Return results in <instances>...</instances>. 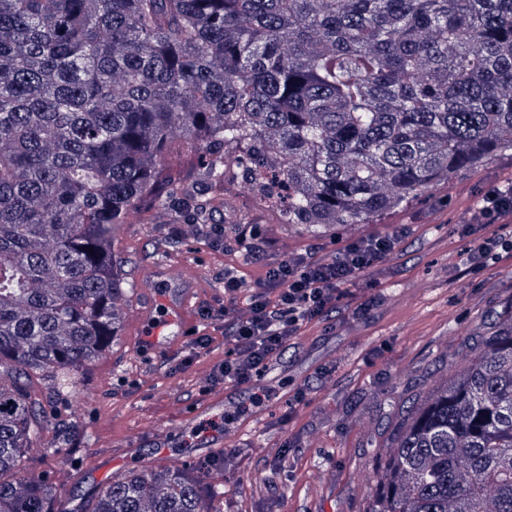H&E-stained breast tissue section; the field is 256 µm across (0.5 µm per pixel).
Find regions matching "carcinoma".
Here are the masks:
<instances>
[{
	"label": "carcinoma",
	"instance_id": "1",
	"mask_svg": "<svg viewBox=\"0 0 512 512\" xmlns=\"http://www.w3.org/2000/svg\"><path fill=\"white\" fill-rule=\"evenodd\" d=\"M512 151V0H0V512H213L150 466L72 508L23 462L122 330L137 205L372 224ZM196 156L181 179L159 162ZM366 512H512V316L408 410Z\"/></svg>",
	"mask_w": 512,
	"mask_h": 512
}]
</instances>
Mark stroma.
<instances>
[{
	"instance_id": "stroma-1",
	"label": "stroma",
	"mask_w": 512,
	"mask_h": 512,
	"mask_svg": "<svg viewBox=\"0 0 512 512\" xmlns=\"http://www.w3.org/2000/svg\"><path fill=\"white\" fill-rule=\"evenodd\" d=\"M501 179H512L507 155L376 223L339 224L317 235L282 223L239 188L227 191L225 206L190 237L173 224L124 225L116 252L132 291L121 303L120 339L79 376L77 422L69 420L72 394L50 382L42 387L50 424L26 468L42 472L69 499L91 495L109 477L144 463L196 473L204 486H220L215 512H364L404 410L464 367L496 321L512 313V235H504L499 258L474 271L468 258L477 238L455 231L480 190ZM214 224L223 225V236L212 234ZM401 225L407 233L386 256L371 291L376 306L359 317L344 299L334 319L303 329L278 371L262 377L269 395L243 423L232 420L236 406L207 412V396L181 392L184 377L205 381L211 363L231 352L222 339L186 374L143 372L146 343L136 326L144 311L160 305L158 293L142 287L157 263L199 268L191 305L216 308L225 274L249 283L261 277V270L243 262L247 246L264 247L279 259L305 251L330 258L350 241ZM299 388L306 394L297 403ZM197 407L203 413L196 423L182 426L181 417ZM213 423L224 428V446L199 455L205 438L197 429ZM62 430L67 453L45 460L44 447L57 445ZM126 443L130 451L114 461V449Z\"/></svg>"
}]
</instances>
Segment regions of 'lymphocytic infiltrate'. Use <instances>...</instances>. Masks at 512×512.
<instances>
[{
  "label": "lymphocytic infiltrate",
  "mask_w": 512,
  "mask_h": 512,
  "mask_svg": "<svg viewBox=\"0 0 512 512\" xmlns=\"http://www.w3.org/2000/svg\"><path fill=\"white\" fill-rule=\"evenodd\" d=\"M506 221L512 223V184L486 190L464 231L471 234L479 226ZM395 243L392 236L352 242L329 262L308 253L275 263L264 248H250L248 262L263 268L265 277L251 288L225 278V305L246 301L249 315L225 320L224 337L233 351L212 366L208 389L232 387L246 392L250 402H260L263 392L256 382L271 363L282 358L304 326L330 320L351 286L375 270Z\"/></svg>",
  "instance_id": "f902f5d3"
}]
</instances>
